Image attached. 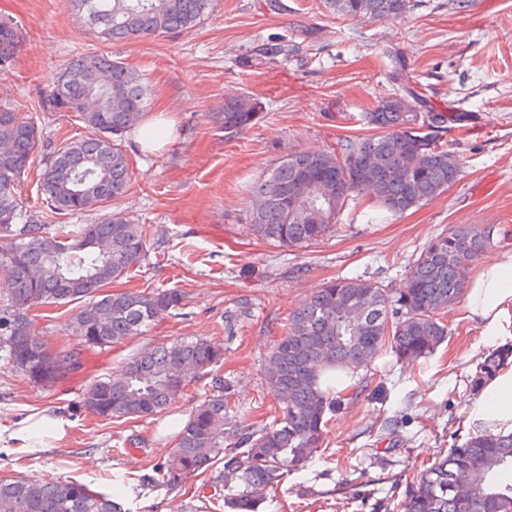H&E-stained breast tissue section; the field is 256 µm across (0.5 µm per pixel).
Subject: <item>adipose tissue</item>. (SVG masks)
Instances as JSON below:
<instances>
[{"mask_svg": "<svg viewBox=\"0 0 512 512\" xmlns=\"http://www.w3.org/2000/svg\"><path fill=\"white\" fill-rule=\"evenodd\" d=\"M463 311L484 348H496L505 337H512V252L484 260L468 272ZM463 426L474 436L512 434V364L502 366L470 400ZM67 427L63 418L42 409L0 426V443L31 453L34 438L46 436L58 442L66 437Z\"/></svg>", "mask_w": 512, "mask_h": 512, "instance_id": "obj_1", "label": "adipose tissue"}]
</instances>
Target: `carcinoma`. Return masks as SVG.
<instances>
[{
    "label": "carcinoma",
    "instance_id": "carcinoma-1",
    "mask_svg": "<svg viewBox=\"0 0 512 512\" xmlns=\"http://www.w3.org/2000/svg\"><path fill=\"white\" fill-rule=\"evenodd\" d=\"M74 15L109 41L190 32L216 0H70ZM342 17L398 20L414 0H323ZM25 36L0 19V66L23 51ZM288 53L261 44L254 59L269 63ZM396 92L365 113L376 133L346 139L327 152L298 151L273 166L252 188L246 220L254 234L282 246L316 242L336 225L347 200L359 197L391 214L420 208L458 179L460 163L440 134L448 113L417 90L410 73L394 72ZM147 87L124 62L92 54L71 63L40 104L43 112H70L89 134L66 138L48 152L39 184L55 215L102 211L95 224H48L43 212L23 209L15 186L43 148L33 116L0 106V278L10 294L0 306V348L16 371L38 383L80 368L81 352L66 342L54 348L36 336V308L76 304L68 318L83 344L111 347L138 336L159 314L184 305L180 288L110 290L140 266L148 230L112 203L132 186V167L122 139L144 118ZM261 102L224 100V132L237 135L259 119ZM373 159L377 171L336 181V171ZM327 178L305 189L295 207L288 194L299 173ZM109 243L91 246L88 234ZM490 232L449 228L430 241L408 269V287L397 295L361 277L326 283L288 314L273 343L264 379L276 405L261 427L237 424L238 407L213 368L222 349L205 339H180L130 358L121 371L85 389L83 405L112 421L161 416L200 379L213 393L198 404L177 432L166 465L155 467L166 485L205 477L235 512H255L260 498L302 468L323 442L327 413L339 405L336 371L366 366L390 351L400 358L431 354L448 336L441 321L462 298L465 273L490 247ZM221 468L214 469L215 465ZM395 512H512V434L474 437L439 455L416 476ZM0 512H126L122 497L76 481H31L0 476Z\"/></svg>",
    "mask_w": 512,
    "mask_h": 512
}]
</instances>
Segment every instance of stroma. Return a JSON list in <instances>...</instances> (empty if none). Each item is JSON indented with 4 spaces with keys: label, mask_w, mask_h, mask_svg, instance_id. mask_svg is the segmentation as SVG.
<instances>
[{
    "label": "stroma",
    "mask_w": 512,
    "mask_h": 512,
    "mask_svg": "<svg viewBox=\"0 0 512 512\" xmlns=\"http://www.w3.org/2000/svg\"><path fill=\"white\" fill-rule=\"evenodd\" d=\"M18 22L25 46L0 69V104L35 112L45 145L84 136L66 112H43L41 99L68 63L104 53L136 70L151 95L144 122L161 127L164 146L148 151L139 130L123 147L133 168L130 190L116 201L150 231L140 267L113 288H180L184 306L162 314L140 336L110 348H83L82 367L44 387L0 360V424L43 408L70 424L61 444L39 455L0 450V475L79 481L111 492L126 475L139 487L126 512H220L200 478L156 483L178 426L207 381L168 414L105 420L83 405L84 388L117 374L127 360L178 338L221 343L215 371L248 426L269 413L262 390L265 359L288 314L332 279L361 276L392 292L436 235L451 226L491 233L490 255L512 250V0H418L397 21L336 18L320 0H218L194 30L118 43L100 41L73 14L69 0H0V16ZM307 41V54L246 66L256 43ZM417 76L433 106L454 102L442 144L460 160L456 183L427 205L370 221L348 203L318 243L288 248L255 237L245 222L251 187L288 154L324 151L337 139L367 134L364 106L392 89V56ZM230 96L261 101L260 120L236 136L215 115ZM461 304L443 321L448 338L432 355L379 356L355 369L353 388L325 429L316 457L269 490L256 512H391L423 465L464 443V409L478 395L486 352L462 321Z\"/></svg>",
    "instance_id": "1"
}]
</instances>
